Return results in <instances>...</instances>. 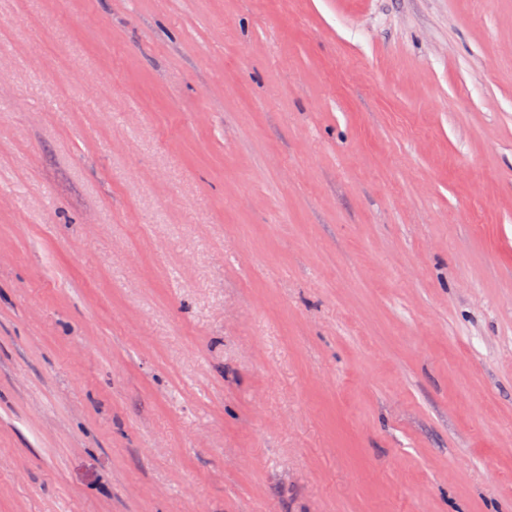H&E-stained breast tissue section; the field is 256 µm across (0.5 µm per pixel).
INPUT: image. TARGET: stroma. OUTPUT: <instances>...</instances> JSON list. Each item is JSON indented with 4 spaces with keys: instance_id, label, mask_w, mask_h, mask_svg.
<instances>
[{
    "instance_id": "obj_1",
    "label": "stroma",
    "mask_w": 512,
    "mask_h": 512,
    "mask_svg": "<svg viewBox=\"0 0 512 512\" xmlns=\"http://www.w3.org/2000/svg\"><path fill=\"white\" fill-rule=\"evenodd\" d=\"M0 512H512V0H0Z\"/></svg>"
}]
</instances>
